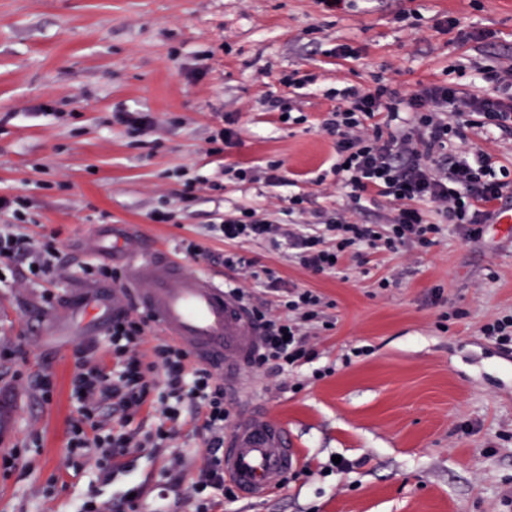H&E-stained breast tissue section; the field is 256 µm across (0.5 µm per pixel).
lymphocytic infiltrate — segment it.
<instances>
[{"label": "lymphocytic infiltrate", "mask_w": 512, "mask_h": 512, "mask_svg": "<svg viewBox=\"0 0 512 512\" xmlns=\"http://www.w3.org/2000/svg\"><path fill=\"white\" fill-rule=\"evenodd\" d=\"M489 94H471L430 83L402 95L375 76L368 88L331 89L329 98L342 106L329 113L325 130L336 139L334 175L352 202L380 198L394 202L387 226L363 224L349 218L331 225L333 240L320 235L298 237L297 260L321 275L339 270L346 253L360 246L388 251L415 243L433 245L444 224H455L470 239L483 233L494 210L512 187V169L494 167L483 152L463 150L468 134L494 137L512 133V64L480 69ZM225 241H265L277 245V225L251 208L239 210L214 225ZM0 258L29 259L34 276L48 277L54 269L52 241L39 242L27 234L0 230ZM225 268L248 273L277 294L275 304H249L261 331V347L251 359L254 369L277 371L309 362L306 327L332 329L321 296L308 289L286 288L277 273L237 252L224 255ZM150 318L129 309L113 312L106 329L109 362L83 354L75 363L71 397L77 415L68 427L67 452L72 458H95L110 470L136 438L128 425L141 409L159 405L162 422L146 442L166 447L172 426L185 418L196 423L207 463L191 484L193 512H219L235 491L224 478L220 455L224 447V385L207 368L193 363L181 345L157 340L147 345ZM149 353H142V346Z\"/></svg>", "instance_id": "1"}]
</instances>
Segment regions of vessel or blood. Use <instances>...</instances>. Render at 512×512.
Listing matches in <instances>:
<instances>
[{"mask_svg":"<svg viewBox=\"0 0 512 512\" xmlns=\"http://www.w3.org/2000/svg\"><path fill=\"white\" fill-rule=\"evenodd\" d=\"M125 255L124 288L100 289L96 300L82 304L84 318L95 321L102 309L123 307L122 291L131 289L138 308L155 318L164 336L218 377L235 380L260 344V332L238 298L222 280L188 270L168 250L130 241ZM298 463L287 428L263 409L243 415L224 450L225 476L249 498L267 496Z\"/></svg>","mask_w":512,"mask_h":512,"instance_id":"b4317fda","label":"vessel or blood"}]
</instances>
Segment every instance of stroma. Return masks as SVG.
Instances as JSON below:
<instances>
[{"label": "stroma", "mask_w": 512, "mask_h": 512, "mask_svg": "<svg viewBox=\"0 0 512 512\" xmlns=\"http://www.w3.org/2000/svg\"><path fill=\"white\" fill-rule=\"evenodd\" d=\"M492 30L479 44L442 27L446 16ZM349 44L355 57L339 58ZM211 59L200 60L202 51ZM512 64V0H0V194L26 199L29 236L54 237L49 281L27 282L25 263L0 262V512H74L93 497L119 501L133 484L140 512H191L188 487L205 464L192 424L165 448H132L103 472L66 463L75 355L104 358L105 324L81 314L57 323L72 295L94 285L85 267L125 270L117 242L150 248L196 238L240 208L297 234L326 233L351 207L330 168L336 139L322 128L336 103L327 89L368 87L382 74L401 92L448 82L475 94L479 69ZM316 74L305 89L281 73ZM290 100L282 121L273 101ZM120 111L153 113L135 133ZM235 121L222 155L205 153L216 117ZM277 164L278 182L264 172ZM252 168L240 181L227 166ZM203 174L216 191L191 208L180 196ZM307 197L306 213L288 199ZM175 213L157 224V209ZM112 246H102V231ZM278 271L285 285L321 294L333 329L317 331L314 359L267 376L244 370L227 393L232 432L246 406L274 414L300 457L266 498L225 501L223 512H512V349L482 334L512 315V237L486 225L480 239L445 225L436 244L389 252L360 248L341 270L314 276L288 247L208 238ZM388 287H380V280ZM54 374L43 403L36 375ZM350 462L336 472L333 457Z\"/></svg>", "instance_id": "1"}]
</instances>
